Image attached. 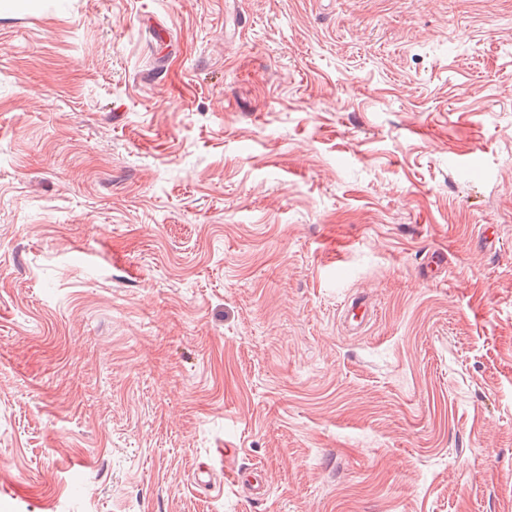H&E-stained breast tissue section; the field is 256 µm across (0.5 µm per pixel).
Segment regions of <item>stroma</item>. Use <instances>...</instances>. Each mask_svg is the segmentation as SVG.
Instances as JSON below:
<instances>
[{"mask_svg":"<svg viewBox=\"0 0 512 512\" xmlns=\"http://www.w3.org/2000/svg\"><path fill=\"white\" fill-rule=\"evenodd\" d=\"M0 512H512V0L0 13ZM224 475L229 476L233 483L237 486L245 484L246 482L252 486L253 495L260 496L265 494L264 485L258 479L259 475L257 472H251L253 474V480L246 476V470L242 467H238L234 464L233 460L235 457V448H230V445H224Z\"/></svg>","mask_w":512,"mask_h":512,"instance_id":"stroma-1","label":"stroma"}]
</instances>
